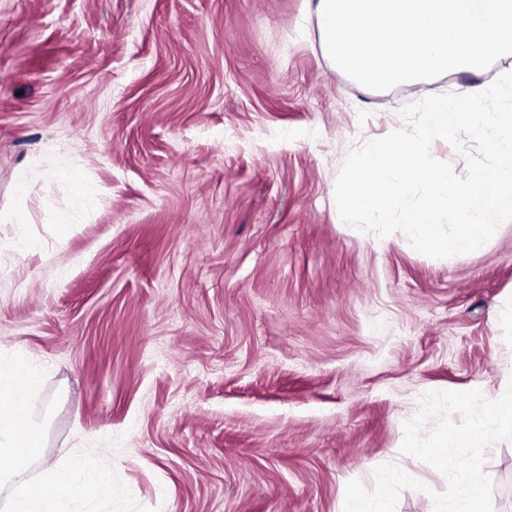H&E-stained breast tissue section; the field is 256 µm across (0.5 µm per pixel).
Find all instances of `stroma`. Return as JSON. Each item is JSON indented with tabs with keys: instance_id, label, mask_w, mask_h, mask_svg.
<instances>
[{
	"instance_id": "35a3bbf8",
	"label": "stroma",
	"mask_w": 512,
	"mask_h": 512,
	"mask_svg": "<svg viewBox=\"0 0 512 512\" xmlns=\"http://www.w3.org/2000/svg\"><path fill=\"white\" fill-rule=\"evenodd\" d=\"M505 72L364 88L311 0H0V353L61 396L27 477L88 449L150 512H342L394 464L422 484L396 512H435L403 424L512 384V220L433 259L344 223L335 182L407 104ZM484 470L512 512V442Z\"/></svg>"
}]
</instances>
